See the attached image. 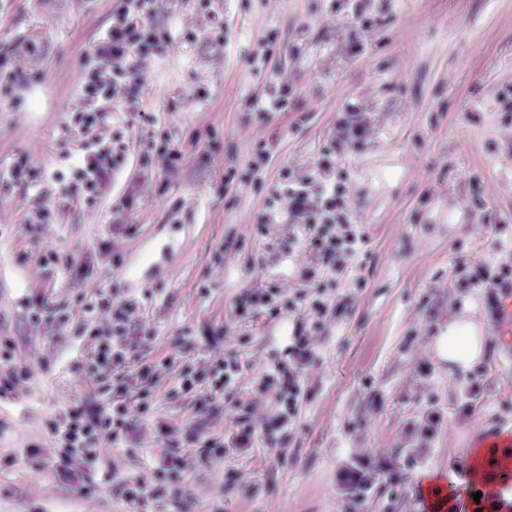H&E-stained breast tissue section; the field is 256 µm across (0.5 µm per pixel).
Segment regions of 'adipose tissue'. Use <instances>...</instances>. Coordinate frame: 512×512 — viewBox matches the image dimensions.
I'll list each match as a JSON object with an SVG mask.
<instances>
[{
    "instance_id": "ef3b65f1",
    "label": "adipose tissue",
    "mask_w": 512,
    "mask_h": 512,
    "mask_svg": "<svg viewBox=\"0 0 512 512\" xmlns=\"http://www.w3.org/2000/svg\"><path fill=\"white\" fill-rule=\"evenodd\" d=\"M485 338L478 323L466 315L449 320L434 340L436 356L460 371H469L481 358Z\"/></svg>"
}]
</instances>
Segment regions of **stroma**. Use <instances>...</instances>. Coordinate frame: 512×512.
Instances as JSON below:
<instances>
[{"label": "stroma", "mask_w": 512, "mask_h": 512, "mask_svg": "<svg viewBox=\"0 0 512 512\" xmlns=\"http://www.w3.org/2000/svg\"><path fill=\"white\" fill-rule=\"evenodd\" d=\"M116 0H0V49L34 75L22 87H0V339H10L32 372V390L0 402V512H134L119 499H78L47 470L22 461L27 442L52 447L41 419L96 385L75 375L71 361L87 348L76 324L75 298L117 288L135 299L160 348L183 331L229 319L244 287L299 286L309 262L289 250L295 228L258 230L282 169L294 176L314 165L346 105L367 112L365 146L345 145L342 166L354 224L367 242L351 272L338 280L339 309L316 338L311 394L284 451L258 447L227 458L235 485L190 469L184 481L193 512L220 502L224 512H344L336 471L353 454L405 457L404 430L428 406L443 413L431 450L407 468L400 485L379 481L359 512H423L416 491L425 473L450 478L469 461L476 435L512 428V343L497 336L479 290L454 286V266L512 261V0H156L154 23L170 34L161 55L142 70L145 111L158 132L185 154L171 173L139 161V129L113 114L104 138L123 132L130 156L102 190L98 208L73 204L38 237L25 233L32 192L11 181L16 160L36 170L50 198L73 179L60 152L66 128L82 106L83 59L109 27ZM284 66L265 61L267 49ZM292 95L286 110L254 106L258 93ZM270 164L252 183L225 188L228 166L245 168L257 154ZM139 198L122 206L129 187ZM126 224L123 234L112 226ZM87 260L89 275L48 274L43 249ZM124 264L113 268L112 254ZM43 294L71 316L50 336L28 318L25 299ZM486 338L467 400L466 373L450 371L433 341L465 303ZM287 321L244 324L225 339L241 347L251 369L240 381L249 394L255 371L283 349ZM429 363L432 372L417 368ZM258 492L242 493L245 485Z\"/></svg>", "instance_id": "35a3bbf8"}]
</instances>
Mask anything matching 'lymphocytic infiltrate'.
<instances>
[{
  "instance_id": "f902f5d3",
  "label": "lymphocytic infiltrate",
  "mask_w": 512,
  "mask_h": 512,
  "mask_svg": "<svg viewBox=\"0 0 512 512\" xmlns=\"http://www.w3.org/2000/svg\"><path fill=\"white\" fill-rule=\"evenodd\" d=\"M155 0H121L112 22L92 52L84 59L82 107L72 119L83 141L77 152L65 153L75 181L65 188L63 204L77 200L94 206L101 188L111 183L125 163L128 145L123 137L104 140L98 131L119 107L127 127L154 124L153 113L142 108L140 69L167 46V36L152 21ZM369 124L365 113L347 105L346 115L320 151L311 171L293 178L283 171L273 197H286L288 223L300 226L295 244L311 257L299 271L300 288L285 295L276 286L243 288L233 301L234 323L249 324L259 317L272 320L292 316V329L281 356L256 374L253 396H237L244 366L236 350L215 358L223 348L228 326L212 324L202 330L206 355L182 363L167 391H160L161 378L174 363L173 356L154 357V331L141 319L136 301L118 293L100 290L83 304L85 319L80 335L93 345L73 370L92 378L99 397L70 403L52 412L43 423L52 439L51 451L41 443H28L24 456L30 466L50 469L80 499H89L111 489L113 496L132 507L150 506L151 512H190L183 496V483L191 465L210 469L231 456L249 454L257 444L269 448L288 445L302 403L309 395L308 370L317 358L315 338L323 330L332 307V292L339 275L347 272L364 242L351 219L345 170L337 162L345 143L365 144ZM184 153L165 134L143 142L140 162L165 172L177 170ZM457 286L482 292L490 322L499 318V298L512 287V264L490 263L476 267L457 263ZM106 313L98 324L97 313ZM194 397L195 411L185 422L172 424L160 416L162 399ZM268 401L264 415H257L258 398ZM233 422L224 432L215 426L225 414ZM160 445L149 477L116 478L102 455L105 445L135 454L145 433ZM399 459L357 454L336 473V489L345 499L346 512H356L373 492L380 478L390 483L401 479Z\"/></svg>"
}]
</instances>
